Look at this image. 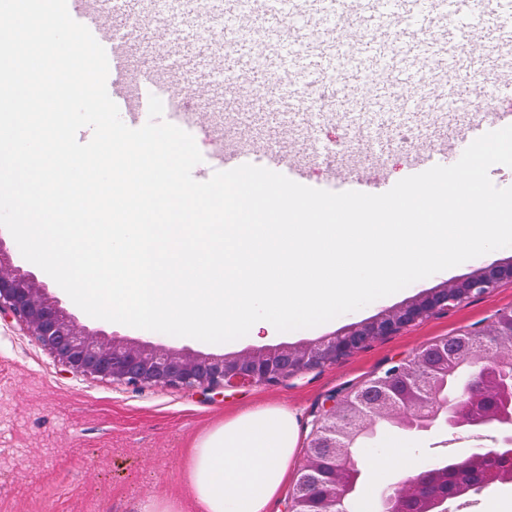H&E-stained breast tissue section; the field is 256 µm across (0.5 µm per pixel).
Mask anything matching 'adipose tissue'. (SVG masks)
Returning <instances> with one entry per match:
<instances>
[{"instance_id": "adipose-tissue-1", "label": "adipose tissue", "mask_w": 512, "mask_h": 512, "mask_svg": "<svg viewBox=\"0 0 512 512\" xmlns=\"http://www.w3.org/2000/svg\"><path fill=\"white\" fill-rule=\"evenodd\" d=\"M299 443L296 410L260 402L204 429L183 461L175 496L144 512H270Z\"/></svg>"}]
</instances>
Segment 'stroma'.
<instances>
[{
  "instance_id": "obj_1",
  "label": "stroma",
  "mask_w": 512,
  "mask_h": 512,
  "mask_svg": "<svg viewBox=\"0 0 512 512\" xmlns=\"http://www.w3.org/2000/svg\"><path fill=\"white\" fill-rule=\"evenodd\" d=\"M317 141L334 146L348 141L353 175H371L385 183L405 176L411 167L408 147L397 146L374 157L359 145L350 117L336 113L314 130ZM512 257V247L470 259L416 281L399 292L329 322L291 332H274L273 344L311 341L339 332L349 324L390 310L425 289L455 280L495 260ZM52 293L92 329L121 336L149 338L169 347L236 353L257 345L253 335L226 343L142 333L127 325L95 319L64 295ZM512 308V282L468 300L453 310L409 325L391 336L372 340L363 349L335 362L300 371L276 385L219 390L209 394L185 388L134 389L67 371L29 336L22 325L0 321V512H141L152 498L177 492L181 461L195 436L244 406L257 401L297 408L303 445L295 465L303 467L312 423L325 398L354 390L393 362L408 359L430 344L487 326ZM465 433L435 429L406 437L403 447L382 435L361 449L369 475L410 458L429 463L474 448Z\"/></svg>"
}]
</instances>
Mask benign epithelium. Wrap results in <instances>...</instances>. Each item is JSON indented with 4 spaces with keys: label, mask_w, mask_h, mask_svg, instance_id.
<instances>
[{
    "label": "benign epithelium",
    "mask_w": 512,
    "mask_h": 512,
    "mask_svg": "<svg viewBox=\"0 0 512 512\" xmlns=\"http://www.w3.org/2000/svg\"><path fill=\"white\" fill-rule=\"evenodd\" d=\"M512 280V260L482 266L464 277L417 294L404 304L366 321L351 324L332 336L294 345L279 344L247 348L233 354L204 353L188 348L173 349L147 340L92 331L55 297L35 275L17 265L10 249L0 239V319L23 325L29 335L65 368L133 387H184L213 392L277 383L304 369L332 363L353 353L378 336H390L402 328L435 314L448 312L462 302L490 293ZM479 345L474 358H458L444 367L434 364L435 348L427 347L413 358L369 379L341 398L331 396L316 417L307 455L321 448L336 447V436L350 448L356 429L396 410L422 428L445 423L450 428L482 431L497 436L490 448L473 454L512 459V407L497 406L512 396V309L499 312L478 332L457 340ZM471 367L470 378L452 400L439 394L437 379ZM381 395L370 405L361 403L367 392ZM434 461L414 477L387 487L375 498L374 512H447V501L436 489L438 470ZM301 491L291 493L286 512H347L356 500L351 483L318 486L310 476L298 480Z\"/></svg>",
    "instance_id": "obj_1"
}]
</instances>
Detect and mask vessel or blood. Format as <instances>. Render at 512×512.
Returning a JSON list of instances; mask_svg holds the SVG:
<instances>
[{
  "label": "vessel or blood",
  "mask_w": 512,
  "mask_h": 512,
  "mask_svg": "<svg viewBox=\"0 0 512 512\" xmlns=\"http://www.w3.org/2000/svg\"><path fill=\"white\" fill-rule=\"evenodd\" d=\"M151 0H67L70 15L89 28L109 61L107 91L123 122L148 120V99L159 97L168 122L208 134L203 163L224 171L245 163L306 181V161L334 167L330 185L374 193L372 183L337 167L297 132L302 92L314 94L319 118L352 100L379 103L392 94L409 112H437L450 122L416 143L413 173L451 165L482 134L512 125V114L486 109L484 120L462 117L458 105L512 90V0H494L477 14L473 0H221L217 33H172ZM142 51L131 68L133 51ZM263 89L269 112H248L229 135H214V117L197 103L244 105V92Z\"/></svg>",
  "instance_id": "obj_1"
}]
</instances>
